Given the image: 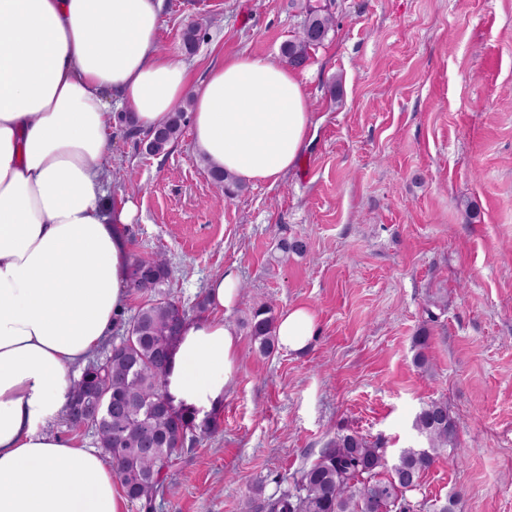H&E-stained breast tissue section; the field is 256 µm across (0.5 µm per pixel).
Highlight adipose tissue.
I'll list each match as a JSON object with an SVG mask.
<instances>
[{
    "instance_id": "obj_1",
    "label": "adipose tissue",
    "mask_w": 512,
    "mask_h": 512,
    "mask_svg": "<svg viewBox=\"0 0 512 512\" xmlns=\"http://www.w3.org/2000/svg\"><path fill=\"white\" fill-rule=\"evenodd\" d=\"M164 0H0V512H127L111 467L48 433L71 376L109 336L129 301L133 202L104 200L110 104L136 128L166 122L192 98L193 142L208 169L277 183L312 139L316 120L298 73L240 54L193 81L161 52ZM233 274L207 289L172 354L174 408L218 411L238 373L240 339L223 313ZM298 306L277 321L298 352L315 333Z\"/></svg>"
}]
</instances>
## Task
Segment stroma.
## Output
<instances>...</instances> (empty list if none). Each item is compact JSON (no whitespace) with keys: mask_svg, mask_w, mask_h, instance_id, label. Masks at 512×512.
<instances>
[{"mask_svg":"<svg viewBox=\"0 0 512 512\" xmlns=\"http://www.w3.org/2000/svg\"><path fill=\"white\" fill-rule=\"evenodd\" d=\"M307 0H165L159 47L194 79L241 53L280 58ZM336 27L300 74L318 123L277 184L224 197L191 126L147 154L112 123L110 204L133 201V253L164 254L190 315L209 282L239 278L236 382L209 432L168 470L155 512H245L337 432L382 440L389 460L424 447L422 406L444 400L456 454L441 450L412 504L512 512V0H331ZM305 241L303 254L285 242ZM304 306L317 334L260 354L245 318ZM427 332L428 363L413 339Z\"/></svg>","mask_w":512,"mask_h":512,"instance_id":"1","label":"stroma"}]
</instances>
